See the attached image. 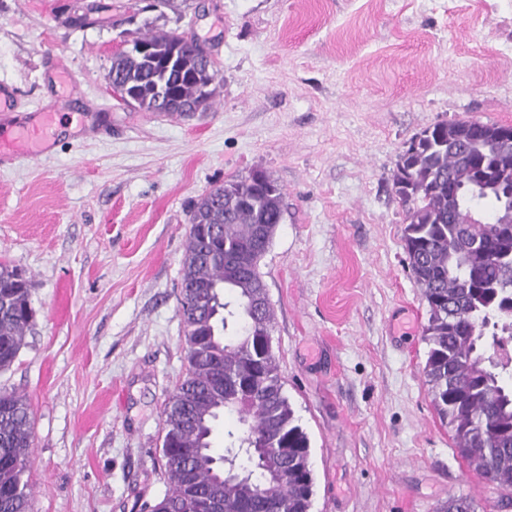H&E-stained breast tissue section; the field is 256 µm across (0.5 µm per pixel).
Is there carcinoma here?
Masks as SVG:
<instances>
[{
	"label": "carcinoma",
	"mask_w": 512,
	"mask_h": 512,
	"mask_svg": "<svg viewBox=\"0 0 512 512\" xmlns=\"http://www.w3.org/2000/svg\"><path fill=\"white\" fill-rule=\"evenodd\" d=\"M147 56L123 50L106 77L134 92L143 112L189 116L211 107L191 79L207 64L201 45L174 31L146 34ZM157 82L165 92L154 91ZM494 124L438 123L403 151L393 177L407 213L408 265L428 306L424 372L431 403L470 472L512 491V142ZM226 182L190 212L180 297H199L181 314L186 374L162 411L163 474L168 488L149 512H310L314 479L309 439L283 392L279 360L262 351L274 309L254 315L267 247L282 221V188L266 173ZM34 318L28 281L0 261V371L9 369ZM237 416L224 454L211 448L221 415ZM27 399L0 392V512H32ZM288 449L283 455L282 449ZM440 512H475L464 495Z\"/></svg>",
	"instance_id": "1"
}]
</instances>
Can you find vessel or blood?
Instances as JSON below:
<instances>
[{
    "mask_svg": "<svg viewBox=\"0 0 512 512\" xmlns=\"http://www.w3.org/2000/svg\"><path fill=\"white\" fill-rule=\"evenodd\" d=\"M16 100V88L0 82V163L21 151L33 156L41 155L49 146L52 113L38 110L27 119H18Z\"/></svg>",
    "mask_w": 512,
    "mask_h": 512,
    "instance_id": "obj_1",
    "label": "vessel or blood"
}]
</instances>
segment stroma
I'll list each match as a JSON object with an SVG mask.
<instances>
[{"label":"stroma","instance_id":"obj_1","mask_svg":"<svg viewBox=\"0 0 512 512\" xmlns=\"http://www.w3.org/2000/svg\"><path fill=\"white\" fill-rule=\"evenodd\" d=\"M96 1L95 24L77 27L89 0H0V82L17 114L59 112L47 155L0 167V261L36 311L0 389L33 411L34 512H140L163 496L190 210L255 169L283 191L261 272L310 441V512H436L451 495L512 512L431 404L427 308L392 183L435 124L512 125V0H188L181 19ZM150 29L210 53V109L164 118L112 98L115 49Z\"/></svg>","mask_w":512,"mask_h":512}]
</instances>
